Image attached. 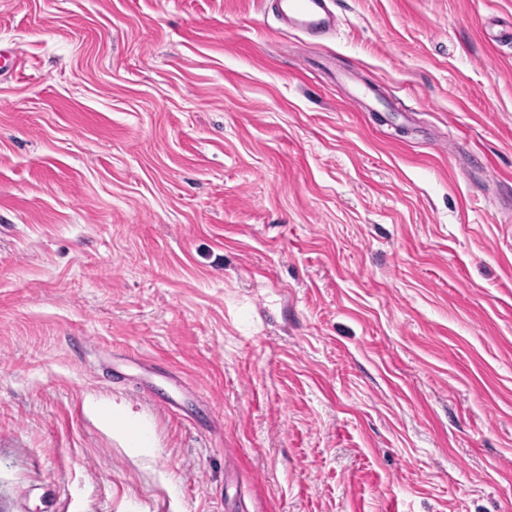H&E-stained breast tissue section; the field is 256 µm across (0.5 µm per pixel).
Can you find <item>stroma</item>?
<instances>
[{"label": "stroma", "mask_w": 512, "mask_h": 512, "mask_svg": "<svg viewBox=\"0 0 512 512\" xmlns=\"http://www.w3.org/2000/svg\"><path fill=\"white\" fill-rule=\"evenodd\" d=\"M0 0V512H512V0ZM278 19L286 26L305 34L330 33L335 27V14L325 0H276Z\"/></svg>", "instance_id": "stroma-1"}]
</instances>
